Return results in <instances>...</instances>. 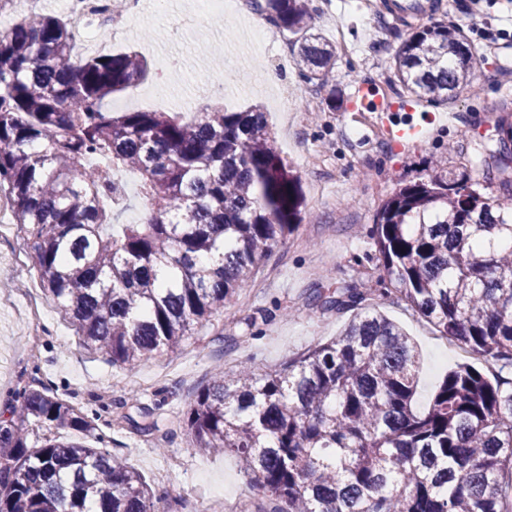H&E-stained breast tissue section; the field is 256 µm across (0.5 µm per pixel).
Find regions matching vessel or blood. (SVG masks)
<instances>
[{"label": "vessel or blood", "instance_id": "b4317fda", "mask_svg": "<svg viewBox=\"0 0 512 512\" xmlns=\"http://www.w3.org/2000/svg\"><path fill=\"white\" fill-rule=\"evenodd\" d=\"M353 99L360 105L372 107L375 125L383 131L385 139L390 144L399 147L423 144L426 142L432 126L441 123L448 124L456 119L455 113L440 112L428 115L424 121L419 123L396 122L395 112L414 113L417 109L416 101L409 98L381 99L375 96L371 85L368 84L358 85L354 90Z\"/></svg>", "mask_w": 512, "mask_h": 512}]
</instances>
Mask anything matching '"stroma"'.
I'll list each match as a JSON object with an SVG mask.
<instances>
[{
  "instance_id": "35a3bbf8",
  "label": "stroma",
  "mask_w": 512,
  "mask_h": 512,
  "mask_svg": "<svg viewBox=\"0 0 512 512\" xmlns=\"http://www.w3.org/2000/svg\"><path fill=\"white\" fill-rule=\"evenodd\" d=\"M190 2L142 0L127 40L84 42L77 52L134 51L146 59L143 82L113 94L110 105L119 112L189 116L210 106L265 108L277 152L300 177L301 228L273 248L229 310L213 315L180 349L158 353L129 372L80 345L42 290L23 229L6 224L0 230V414L9 413L17 392L44 382L96 415L101 448L141 472L171 512H186L185 497L213 502L228 487L239 489L248 512H269L270 501L251 486L238 459L194 448L181 417L207 384L212 365L232 371L248 360L260 373L280 369L341 332L349 313L307 308L305 298L314 288L383 287L371 229L387 197L426 179L442 157L452 166L463 160L481 168L496 146V109L512 106V0H436L424 16V23L442 22L464 35L476 53L473 83L443 107L458 114L456 124L402 149L371 128L370 112L352 108L360 82L374 84L384 98L407 94L393 63L412 24L389 22V40L379 48L371 27L375 5L388 9L392 0H312L317 32L336 47L332 81L323 91L304 83L288 32L275 30L269 42H245V19L232 9L188 29L183 18ZM150 28L156 37L147 36ZM268 73L274 82L265 81ZM382 311L418 347V406L458 363L493 374L482 357L460 354L416 313L392 304Z\"/></svg>"
}]
</instances>
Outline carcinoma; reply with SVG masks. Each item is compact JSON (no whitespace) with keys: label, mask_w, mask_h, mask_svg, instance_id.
I'll list each match as a JSON object with an SVG mask.
<instances>
[{"label":"carcinoma","mask_w":512,"mask_h":512,"mask_svg":"<svg viewBox=\"0 0 512 512\" xmlns=\"http://www.w3.org/2000/svg\"><path fill=\"white\" fill-rule=\"evenodd\" d=\"M253 4L294 36L306 84L327 85L336 51L313 33L307 0ZM79 41L58 14H19L0 32V187L83 347L131 372L230 306L298 232L303 199L264 113L114 112L109 99L138 86L147 62L78 57ZM473 63L465 37L434 22L409 34L394 72L412 95L446 104ZM496 130L512 140V110ZM122 168L149 201L137 224L112 223ZM486 175L503 196L474 189L465 165L389 196L371 237L390 287L315 291L309 306L352 312L338 337L263 374L243 362L197 392L183 418L193 445L233 453L284 504L273 512H512V151H490ZM386 302L495 375L461 364L415 410L419 353L378 310ZM31 421L77 437L31 445ZM96 430L50 388L20 394L0 419V512H155L161 498L138 471L78 439Z\"/></svg>","instance_id":"1"}]
</instances>
